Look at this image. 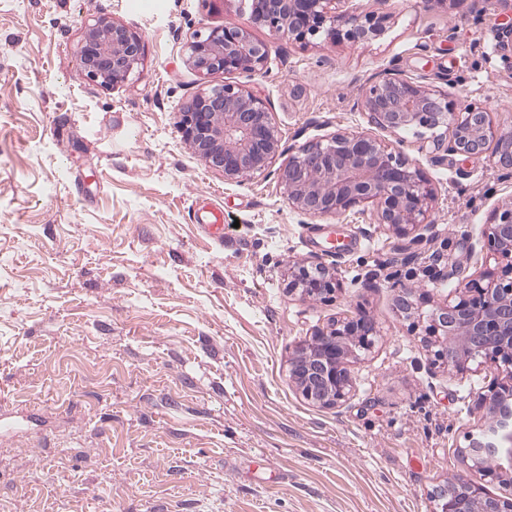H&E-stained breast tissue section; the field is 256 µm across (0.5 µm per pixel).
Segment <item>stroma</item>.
Segmentation results:
<instances>
[{"mask_svg":"<svg viewBox=\"0 0 512 512\" xmlns=\"http://www.w3.org/2000/svg\"><path fill=\"white\" fill-rule=\"evenodd\" d=\"M252 0H0V499L9 512H436L431 490L464 472L495 375H448L396 309L399 287L472 275L471 253L512 178L488 156L439 163L402 139L435 188L409 244L351 214L310 220L277 168L227 183L189 149L178 114L203 88L193 34L248 26L264 73L231 82L266 99L282 146L361 131L358 89L395 67L512 127V69L494 30L501 0H352L386 15L354 44L273 36ZM143 34L135 76L82 71L85 24ZM400 137L387 135L389 143ZM224 214L220 236L201 225ZM317 256L341 291L302 301L288 263ZM364 310L374 349L341 407L302 398L288 359L311 331Z\"/></svg>","mask_w":512,"mask_h":512,"instance_id":"35a3bbf8","label":"stroma"}]
</instances>
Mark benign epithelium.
<instances>
[{"label":"benign epithelium","mask_w":512,"mask_h":512,"mask_svg":"<svg viewBox=\"0 0 512 512\" xmlns=\"http://www.w3.org/2000/svg\"><path fill=\"white\" fill-rule=\"evenodd\" d=\"M349 0H253L252 21L273 36L299 42L324 37L367 42L382 36L386 16L359 14ZM144 37L110 18L84 26L79 60L87 77L102 87L127 82L142 63ZM494 53L512 68V24L497 29ZM266 44L249 27L221 26L198 33L188 44V63L204 80L236 71L260 74ZM362 114L375 129L397 135L410 131L419 149L434 160L490 153L493 163L512 170V131L494 125L486 108L458 101L396 69L375 74L360 87ZM178 127L192 152L224 181L239 183L268 170L288 154L278 178L289 204L311 218L340 219L372 204L371 216L394 234L408 238L432 223L435 192L423 171L401 151L371 131H337L296 149L281 148L268 102L231 82L209 84L178 115ZM485 255L480 270L462 277L442 304L425 312L429 291L405 288L397 310L421 330L433 362L451 375L472 366L494 365L497 379L481 394L478 408L488 432H505L512 443V263L499 268L490 260L512 259V205L497 207L478 241ZM288 293L321 301L342 288L334 269L318 257L288 263ZM379 335L376 322L358 309L311 332L288 360L289 378L299 394L322 408H337L351 396L350 363L371 351ZM499 446L470 438L458 449L467 471L435 487L431 497L440 512H512V494L495 496L485 484L512 485V467L495 463Z\"/></svg>","instance_id":"7a95c632"}]
</instances>
